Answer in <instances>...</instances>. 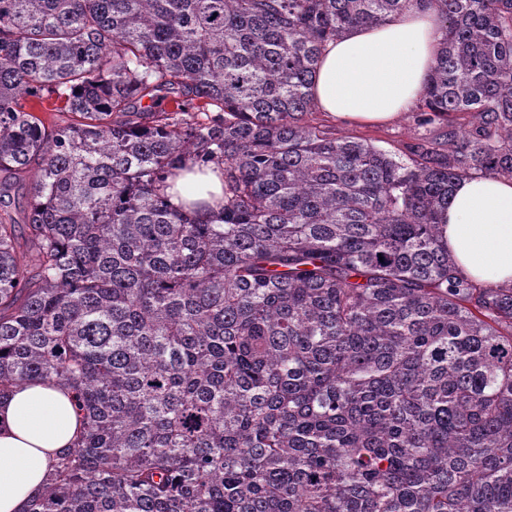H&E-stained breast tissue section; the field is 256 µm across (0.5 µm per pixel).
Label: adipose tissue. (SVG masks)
I'll list each match as a JSON object with an SVG mask.
<instances>
[{
  "label": "adipose tissue",
  "instance_id": "obj_1",
  "mask_svg": "<svg viewBox=\"0 0 512 512\" xmlns=\"http://www.w3.org/2000/svg\"><path fill=\"white\" fill-rule=\"evenodd\" d=\"M440 36L436 13L414 8L328 43L314 79L318 110L347 127L392 122L419 100ZM177 185L201 217H216L224 199L217 174L188 173ZM439 222L459 270L478 284L512 283V180L456 181ZM80 429L73 396L61 388L29 382L0 400V512H26Z\"/></svg>",
  "mask_w": 512,
  "mask_h": 512
}]
</instances>
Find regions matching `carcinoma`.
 Listing matches in <instances>:
<instances>
[{
  "instance_id": "carcinoma-1",
  "label": "carcinoma",
  "mask_w": 512,
  "mask_h": 512,
  "mask_svg": "<svg viewBox=\"0 0 512 512\" xmlns=\"http://www.w3.org/2000/svg\"><path fill=\"white\" fill-rule=\"evenodd\" d=\"M413 7L447 149L402 158L314 121L312 85ZM33 164L0 399L66 386L82 431L27 512H512V284L438 224L460 178L512 179V0H0V195ZM191 164L217 224L173 202ZM195 187L193 192H186L184 187ZM178 191L182 201L186 203H198V213L204 219H212L220 211V205L224 201V182L215 173L207 171L206 175L200 173H186L177 181L174 193ZM210 205L212 210H207L204 205ZM202 206V207H201Z\"/></svg>"
}]
</instances>
